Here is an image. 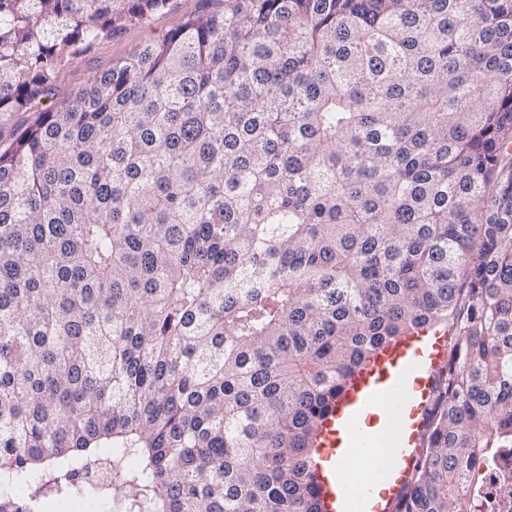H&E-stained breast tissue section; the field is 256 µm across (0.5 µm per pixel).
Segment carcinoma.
Returning a JSON list of instances; mask_svg holds the SVG:
<instances>
[{
	"mask_svg": "<svg viewBox=\"0 0 512 512\" xmlns=\"http://www.w3.org/2000/svg\"><path fill=\"white\" fill-rule=\"evenodd\" d=\"M167 0H0V122ZM452 339L393 512L512 448V0H224L0 152V483L322 512L330 402ZM106 462L112 482L64 475Z\"/></svg>",
	"mask_w": 512,
	"mask_h": 512,
	"instance_id": "cac0c4a2",
	"label": "carcinoma"
}]
</instances>
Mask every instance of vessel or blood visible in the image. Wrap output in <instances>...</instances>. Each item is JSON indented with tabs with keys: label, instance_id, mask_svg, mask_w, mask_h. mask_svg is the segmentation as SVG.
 <instances>
[{
	"label": "vessel or blood",
	"instance_id": "vessel-or-blood-1",
	"mask_svg": "<svg viewBox=\"0 0 512 512\" xmlns=\"http://www.w3.org/2000/svg\"><path fill=\"white\" fill-rule=\"evenodd\" d=\"M446 345L439 332L399 337L377 351L333 400L315 441L319 461L312 466L323 512H393L420 451L424 412ZM382 444L388 454L381 482L349 495L336 465L337 449L370 451Z\"/></svg>",
	"mask_w": 512,
	"mask_h": 512
}]
</instances>
